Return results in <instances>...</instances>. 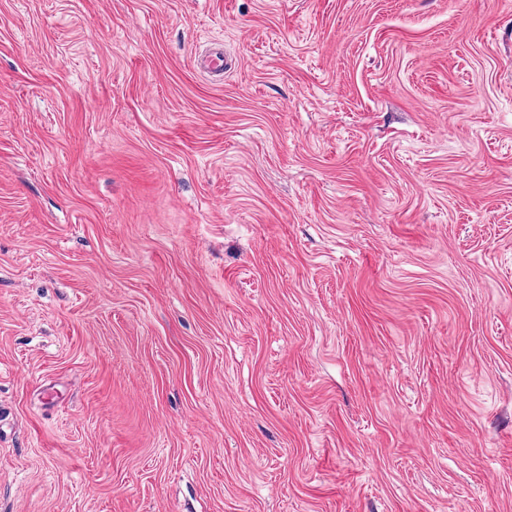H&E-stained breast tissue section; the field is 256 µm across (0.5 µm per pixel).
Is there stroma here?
Instances as JSON below:
<instances>
[{
	"instance_id": "obj_1",
	"label": "stroma",
	"mask_w": 512,
	"mask_h": 512,
	"mask_svg": "<svg viewBox=\"0 0 512 512\" xmlns=\"http://www.w3.org/2000/svg\"><path fill=\"white\" fill-rule=\"evenodd\" d=\"M0 512H512V0H0Z\"/></svg>"
}]
</instances>
